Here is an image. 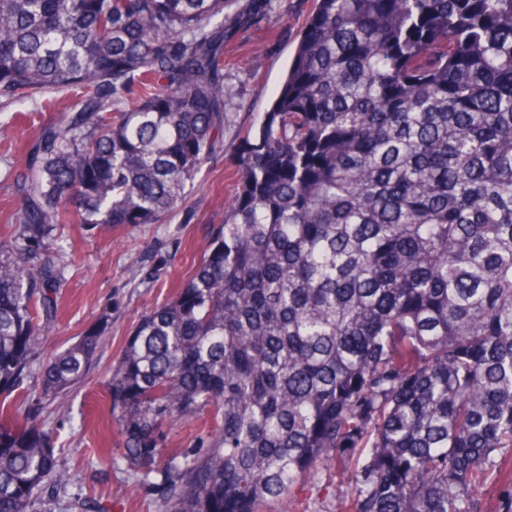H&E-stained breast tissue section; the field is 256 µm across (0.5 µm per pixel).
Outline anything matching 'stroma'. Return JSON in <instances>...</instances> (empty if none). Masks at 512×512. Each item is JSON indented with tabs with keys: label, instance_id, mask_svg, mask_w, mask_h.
Wrapping results in <instances>:
<instances>
[{
	"label": "stroma",
	"instance_id": "stroma-1",
	"mask_svg": "<svg viewBox=\"0 0 512 512\" xmlns=\"http://www.w3.org/2000/svg\"><path fill=\"white\" fill-rule=\"evenodd\" d=\"M312 0H278V8L230 46L225 83L240 106L224 119V141L202 163L185 188L181 207L158 224H120L102 232L66 225V252L73 261L58 291V324L42 346L48 359L97 327L102 339L93 366L64 406L26 391L14 401L20 419L51 432L61 467L69 481L57 497V512H158L150 487L121 463L122 437L112 415L108 383L126 340L142 316L169 303L191 274L214 228L234 196L232 175L237 146L258 125L276 96L292 58ZM35 126L17 118L0 135V237L21 200L13 193V176L25 168ZM211 413L204 410L168 423L166 453L207 447ZM331 479L323 490L310 482L295 486L287 503L269 502L264 512H336V498L350 494L336 463L322 470Z\"/></svg>",
	"mask_w": 512,
	"mask_h": 512
}]
</instances>
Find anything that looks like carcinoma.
I'll list each match as a JSON object with an SVG mask.
<instances>
[{"instance_id": "cac0c4a2", "label": "carcinoma", "mask_w": 512, "mask_h": 512, "mask_svg": "<svg viewBox=\"0 0 512 512\" xmlns=\"http://www.w3.org/2000/svg\"><path fill=\"white\" fill-rule=\"evenodd\" d=\"M273 0H0V99L40 122L0 239V512H55L51 434L6 404L57 327L65 224H157L238 107L224 53ZM191 277L108 390L162 512H259L335 460L336 512H472L512 448V0H313ZM87 331L38 368L67 396ZM210 409L167 458L164 422Z\"/></svg>"}]
</instances>
